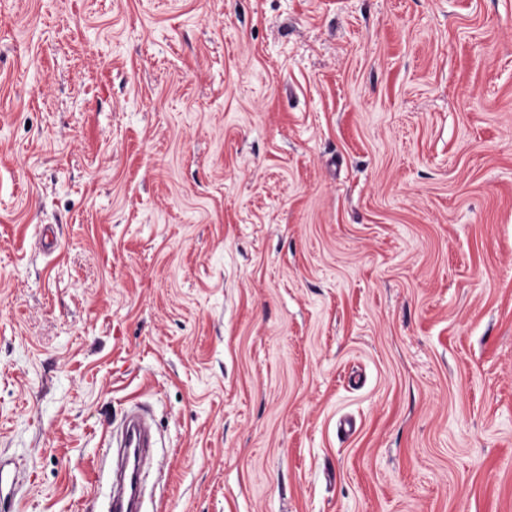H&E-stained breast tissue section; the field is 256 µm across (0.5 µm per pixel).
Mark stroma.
I'll return each instance as SVG.
<instances>
[{
	"label": "stroma",
	"instance_id": "1",
	"mask_svg": "<svg viewBox=\"0 0 512 512\" xmlns=\"http://www.w3.org/2000/svg\"><path fill=\"white\" fill-rule=\"evenodd\" d=\"M512 512V0H0L7 512ZM114 441L120 448H136V457L129 475L121 468L118 489H113L107 512H139L142 507L141 476L150 466V456L144 448H151L153 441L137 410L126 414L121 423L110 432L109 448L103 450L105 459L109 456Z\"/></svg>",
	"mask_w": 512,
	"mask_h": 512
}]
</instances>
